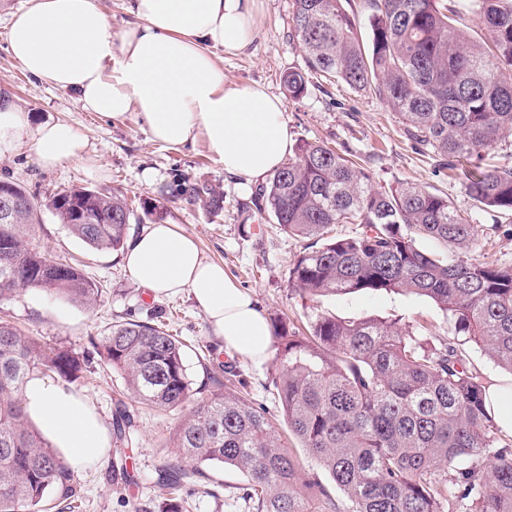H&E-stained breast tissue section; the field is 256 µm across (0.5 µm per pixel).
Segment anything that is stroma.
Wrapping results in <instances>:
<instances>
[{
    "instance_id": "obj_1",
    "label": "stroma",
    "mask_w": 512,
    "mask_h": 512,
    "mask_svg": "<svg viewBox=\"0 0 512 512\" xmlns=\"http://www.w3.org/2000/svg\"><path fill=\"white\" fill-rule=\"evenodd\" d=\"M26 0H0V91L9 94L27 112L31 124L62 120L73 124L86 138L88 161H68L55 169H42L31 146L0 157V178L24 186L38 200H49L72 186L115 188L129 199L141 201L148 215L131 223L129 235L153 223L177 225L193 236L207 259L223 264L238 287L250 293L268 319H296L303 312L348 318H400L427 322L434 338L447 328L435 304L425 297L390 293H360L317 299L302 310L294 299L289 270L303 247L288 235L270 213L252 203L255 187H243L226 177L224 166L210 153L205 140L179 150L154 142L137 113L111 120L85 111L75 93L55 89L26 73L12 58L6 39L10 15ZM293 0H256L252 42L244 54L221 60L224 84L232 87L256 82L282 96V76L305 67V57L292 29ZM285 117L294 139L324 141L348 151L370 170L375 187L412 181L447 196L449 204L471 213L479 226L476 258L512 263V219L475 209L461 179L443 165L439 156L422 149L407 136L399 117L378 99L360 95L347 85L314 76L303 98L284 99ZM99 164L98 173L87 170ZM207 182L224 196L220 216H209L201 203L171 196L173 171ZM35 243L54 259L78 264L102 288L90 307L54 299L36 288L19 289L0 301V316L9 315L30 335L50 345L88 355L75 390L111 421L115 404L124 401L134 416V427L120 444L128 458L126 480L112 477L110 462L78 475L82 497L78 512H161L168 490L162 469L181 464L188 473L183 493L188 512H252L246 496L247 482L237 471L204 465L197 477L195 462L180 461L174 438L180 422L176 412L159 413L128 397L120 374L106 360L92 354V344H103L112 324L148 320L157 314L184 344L185 365L192 392H206L212 372L223 368L240 372L250 399L274 418L281 406L271 385L275 357L256 363L224 353L204 313L189 295L157 300L140 287L125 268L118 251H95L75 239L49 210H42Z\"/></svg>"
}]
</instances>
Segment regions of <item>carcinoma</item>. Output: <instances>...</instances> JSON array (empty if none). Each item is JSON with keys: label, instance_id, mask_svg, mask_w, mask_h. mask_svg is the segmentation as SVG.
<instances>
[{"label": "carcinoma", "instance_id": "cac0c4a2", "mask_svg": "<svg viewBox=\"0 0 512 512\" xmlns=\"http://www.w3.org/2000/svg\"><path fill=\"white\" fill-rule=\"evenodd\" d=\"M347 0H293L292 26L307 70L282 77L302 97L309 76L336 79L401 116L410 137L448 158L470 199L512 217V164L486 166L482 152L512 134V0H366L365 44ZM467 12L490 46L459 26ZM11 222L0 218V298L24 287L91 306L100 288L83 270L34 244L40 204L25 187ZM174 191L217 213L223 195L174 175ZM289 235L306 240L289 274L302 302L320 296L390 292L430 299L448 324L433 342L398 319L318 314L304 328L274 329L278 368L272 386L294 447L279 424L224 381L198 402L175 438L181 454L230 466L249 483L253 512H512V439L500 437L485 406L487 383L468 366L458 337L512 374V264L468 257L478 225L448 198L408 181L387 189L370 172L321 141L301 139L293 156L256 192ZM47 208L69 234L97 251L124 247L135 213L128 198L71 187ZM93 220L76 224L73 210ZM356 224L353 235L332 234ZM435 241L444 250L421 246ZM102 355L137 401L181 411L191 382L183 344L162 324L112 326ZM79 357L49 347L0 317V512H47L49 497L73 509V473L29 420L27 378L79 377ZM132 426L119 409L113 437ZM184 472L172 468L164 512H187L176 495ZM342 495H330L325 482Z\"/></svg>", "mask_w": 512, "mask_h": 512}]
</instances>
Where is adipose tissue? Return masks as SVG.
Instances as JSON below:
<instances>
[{"mask_svg": "<svg viewBox=\"0 0 512 512\" xmlns=\"http://www.w3.org/2000/svg\"><path fill=\"white\" fill-rule=\"evenodd\" d=\"M130 13L133 23L116 34L98 0H27L11 20L9 50L33 77L74 92L86 111L112 120L137 113L151 139L170 148L204 138L239 184L274 175L294 144L280 99L254 83L225 87L216 62L218 53L250 46L255 0H131ZM26 143L45 168L82 158L86 148L72 124L32 126L0 94V156ZM123 261L154 297L189 293L225 350L254 362L268 357L271 326L251 295L175 225L143 228ZM23 405L70 472L105 460L109 429L81 393L34 375Z\"/></svg>", "mask_w": 512, "mask_h": 512, "instance_id": "1", "label": "adipose tissue"}]
</instances>
